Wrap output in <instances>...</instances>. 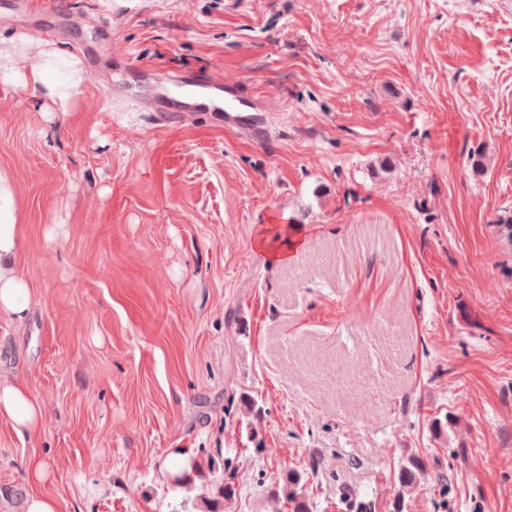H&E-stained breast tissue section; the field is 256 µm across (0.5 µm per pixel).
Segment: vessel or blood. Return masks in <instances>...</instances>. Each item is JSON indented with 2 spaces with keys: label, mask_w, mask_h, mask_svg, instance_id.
<instances>
[{
  "label": "vessel or blood",
  "mask_w": 512,
  "mask_h": 512,
  "mask_svg": "<svg viewBox=\"0 0 512 512\" xmlns=\"http://www.w3.org/2000/svg\"><path fill=\"white\" fill-rule=\"evenodd\" d=\"M182 84L178 92L154 90L136 94L135 99L147 105L158 104L163 112H220L227 127L242 126L243 114L251 102L242 96L236 82L205 75L185 78Z\"/></svg>",
  "instance_id": "obj_1"
}]
</instances>
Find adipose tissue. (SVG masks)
<instances>
[{
    "instance_id": "obj_1",
    "label": "adipose tissue",
    "mask_w": 512,
    "mask_h": 512,
    "mask_svg": "<svg viewBox=\"0 0 512 512\" xmlns=\"http://www.w3.org/2000/svg\"><path fill=\"white\" fill-rule=\"evenodd\" d=\"M82 80L72 55L51 47L25 76L24 85L43 89L49 98L63 103ZM15 210L8 179L0 175V316L19 319L28 307L29 289L18 272L20 226ZM0 419L9 422L18 438H30L41 427L42 409L25 384L1 381ZM26 471L33 487L26 499V512H61L59 499L42 490L50 475L46 462L38 457L30 458Z\"/></svg>"
}]
</instances>
